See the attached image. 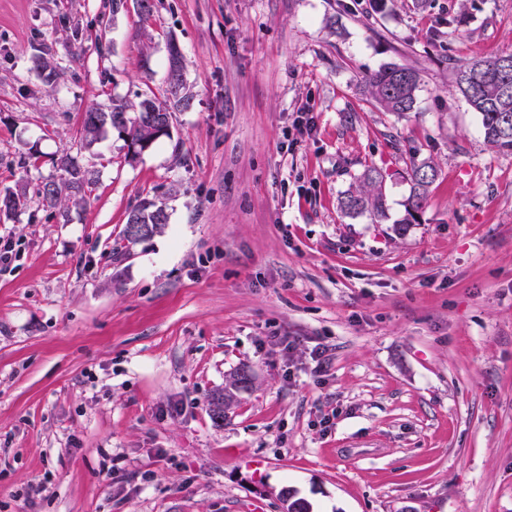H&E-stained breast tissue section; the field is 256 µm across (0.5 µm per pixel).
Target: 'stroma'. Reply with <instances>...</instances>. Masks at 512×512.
Segmentation results:
<instances>
[{"label": "stroma", "instance_id": "stroma-1", "mask_svg": "<svg viewBox=\"0 0 512 512\" xmlns=\"http://www.w3.org/2000/svg\"><path fill=\"white\" fill-rule=\"evenodd\" d=\"M110 4L0 0V190L27 198L0 213V512H281L286 489L312 512H512V151L452 73L512 53V0ZM173 43L194 101L169 136L80 147L90 107L161 91ZM389 63L421 77L404 116L365 86ZM65 153L94 187L64 219L37 188ZM368 166L382 219L339 206ZM143 200L168 220L124 246ZM436 177L437 170L431 161L413 163L410 173V194L404 204L405 214L396 223L399 224V231H405L406 224H413L417 221L418 215L428 196L429 189L435 182Z\"/></svg>", "mask_w": 512, "mask_h": 512}]
</instances>
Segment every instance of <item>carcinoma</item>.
I'll return each mask as SVG.
<instances>
[{
	"mask_svg": "<svg viewBox=\"0 0 512 512\" xmlns=\"http://www.w3.org/2000/svg\"><path fill=\"white\" fill-rule=\"evenodd\" d=\"M181 59L180 49L176 44H170L168 83L162 97L147 96L136 105L114 99L106 111L94 107L85 112L76 131L80 146L89 148L115 130L125 139L129 150L137 154L160 137L169 135L172 113L188 109L193 99ZM502 59L503 56L494 55L463 62L454 67L453 74L458 91L481 117L486 142L499 150L512 151V132L500 128V116H512V90L503 91L506 82L512 87V68L503 72L500 68ZM365 86L371 98L386 112L403 116L416 108L419 76L410 67L388 64L367 75ZM56 165L64 172V181L44 182L38 195L43 206L58 210L66 222L71 208L86 203L87 195L92 192L93 179L91 171L68 153L59 157ZM436 177L437 170L432 162L413 164L410 194L404 204L405 214L398 221L399 230L403 231L406 225L417 221ZM383 180L378 169L366 168L358 187L340 199V208L348 214L369 212L376 218L385 217ZM163 219H168L164 209L147 202L138 204L127 215V223L143 224L151 235L160 229Z\"/></svg>",
	"mask_w": 512,
	"mask_h": 512,
	"instance_id": "obj_1",
	"label": "carcinoma"
}]
</instances>
